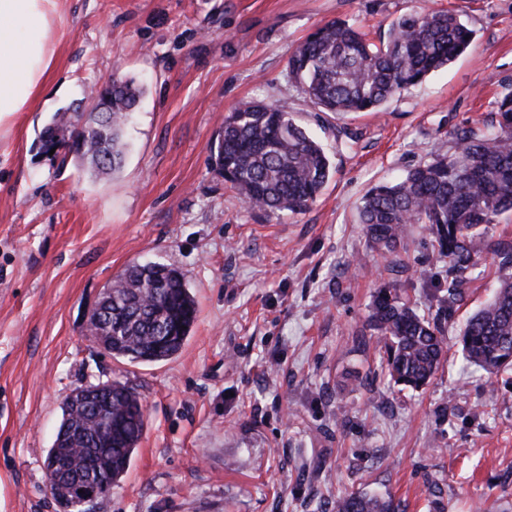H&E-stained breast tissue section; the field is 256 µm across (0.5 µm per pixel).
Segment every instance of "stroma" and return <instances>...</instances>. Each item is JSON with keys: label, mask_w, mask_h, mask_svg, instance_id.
Wrapping results in <instances>:
<instances>
[{"label": "stroma", "mask_w": 512, "mask_h": 512, "mask_svg": "<svg viewBox=\"0 0 512 512\" xmlns=\"http://www.w3.org/2000/svg\"><path fill=\"white\" fill-rule=\"evenodd\" d=\"M451 9L473 45L378 112L314 107L287 61L317 26L355 19L371 38L398 17ZM65 38L36 112L0 139V512H60L44 457L85 383L140 392L146 427L103 512H334L366 491L404 512H512V372L468 363L459 322L492 294L471 269L447 323L448 360L413 392L387 376L367 324L400 281L436 314L445 267L411 226L381 254L358 217L375 184L482 133L512 94V0H66ZM121 70L144 93L122 168L45 152L52 115ZM247 101L289 112L333 175L303 214L247 208L212 167L224 116ZM176 267L198 317L156 364L112 357L86 320L134 263Z\"/></svg>", "instance_id": "1"}]
</instances>
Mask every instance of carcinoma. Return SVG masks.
Segmentation results:
<instances>
[{
	"instance_id": "carcinoma-1",
	"label": "carcinoma",
	"mask_w": 512,
	"mask_h": 512,
	"mask_svg": "<svg viewBox=\"0 0 512 512\" xmlns=\"http://www.w3.org/2000/svg\"><path fill=\"white\" fill-rule=\"evenodd\" d=\"M474 40V31L450 11H414L392 23L379 43L368 41L358 22L333 20L306 37L288 59V77L302 85L322 112H378L393 96L448 66ZM141 90L125 80L103 82L88 97L109 104L111 121L91 125L92 115L56 112L41 134L43 146L92 161L99 171H116L127 145L123 129ZM496 124L477 134H454L453 151L408 171L396 183L372 187L358 207L368 242L395 251L407 229L419 224L433 239V264H448L444 302L447 316L463 299L468 272L479 254L490 255L497 274L493 296L460 327L466 359L490 375L512 371V242L488 237V227L512 213V95L496 102ZM217 170L253 209L301 214L320 196L332 174L330 159L289 113L253 102L233 108L211 147ZM91 332L115 358L133 363L167 361L183 348L197 319L194 296L182 274L161 264H132L113 280L96 309ZM386 369L398 386L417 391L428 385L448 353L439 319L411 305L395 283L375 292L367 318ZM112 447L86 446L74 475L96 464L117 484L145 429L143 399L136 388L112 383ZM62 416L86 433L97 422L65 403ZM336 512H400L399 505L367 493L336 497Z\"/></svg>"
}]
</instances>
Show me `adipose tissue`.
Masks as SVG:
<instances>
[{"instance_id": "ef3b65f1", "label": "adipose tissue", "mask_w": 512, "mask_h": 512, "mask_svg": "<svg viewBox=\"0 0 512 512\" xmlns=\"http://www.w3.org/2000/svg\"><path fill=\"white\" fill-rule=\"evenodd\" d=\"M63 0H0V126L37 111L56 64Z\"/></svg>"}]
</instances>
